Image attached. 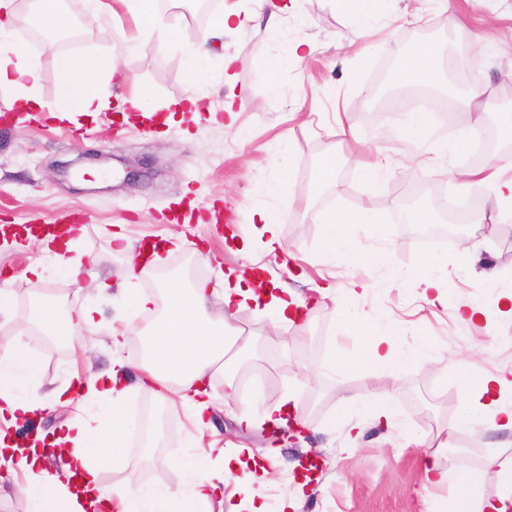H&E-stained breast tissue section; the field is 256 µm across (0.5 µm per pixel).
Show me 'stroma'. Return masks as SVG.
I'll return each mask as SVG.
<instances>
[{
    "mask_svg": "<svg viewBox=\"0 0 512 512\" xmlns=\"http://www.w3.org/2000/svg\"><path fill=\"white\" fill-rule=\"evenodd\" d=\"M89 18L82 37L57 47L25 44L35 62V90L45 103L56 96L55 57L64 53L98 56L114 62L106 89L126 100L151 107L182 109L180 122H142L133 108L104 111L92 119H59L39 112L23 127L11 122V91L0 90V225L45 224L65 213L85 214L92 225L76 240L73 257L82 264L81 284L47 258L38 241L21 236L0 239V281L14 293L11 321H0V354L25 338L40 357L36 387L44 393L64 385L73 364L93 374L111 370L117 357L139 354L149 326L144 314L131 313L124 288L152 294L172 278L185 277L219 289L220 272L235 270L246 281L257 276L280 283L303 296L307 307L300 321L272 325L270 313L242 309L237 324L251 333L254 348L229 376L211 385L217 400L206 416L203 442H216L225 452L250 448L279 451L266 463L265 482L247 489L225 490L213 512H248V498L264 499L269 512H279L282 499H294V512H430L433 503H448L455 488L428 487L422 439L456 420L462 410L449 355L474 362L485 372L512 367V318L466 325L457 310L482 305L481 273H494L512 285V210L498 212L495 223H463L472 249L452 246L442 251L418 244V228L443 211L445 196L473 210L490 197L489 187L463 193L449 169H480L500 164L502 179L512 178V153L495 148L480 158L466 155L436 158L400 131L405 110L384 108L397 89L384 78V65L401 50L432 46L442 58L443 76L435 83L448 95L450 112L432 123L431 141L468 131L476 116L466 103L467 91L491 84L496 96L483 120L484 130L500 134L512 124V0H389L383 15L360 33L337 0H297L293 10L274 25L248 23L242 30L210 40L205 72L190 79L182 44L195 41L199 25L191 0H171L166 15L168 35L144 36L123 0ZM480 43H472V33ZM144 38L141 51L127 52L123 37ZM298 39L315 50L305 60L288 55ZM234 57L232 84L224 82V60ZM233 97L235 117L224 110ZM350 126L357 140L340 135ZM337 151L336 179L325 191L316 188L319 160ZM380 163L379 180H367L362 168ZM289 169L293 200L270 196L268 182ZM172 204L201 209L225 206L220 224H170L164 210ZM380 212L379 224H361L356 236L371 249L386 248L387 265L362 270L331 262L322 246L319 216L326 211ZM276 217L284 253L266 254L258 233L259 213ZM131 246L146 237L163 241L165 250L149 272L132 281L121 273L129 256L117 252L114 233ZM44 267L33 277L31 267ZM421 274L432 271L444 282L447 307L426 306L413 281L394 283L392 270ZM111 277L112 294L97 298L96 280ZM366 284V295L350 298L347 312H374L395 322L406 342L427 337L435 350L430 361L402 370L379 368L370 378L351 372L337 377H310L311 369L333 357L361 354L367 342L359 335H338L342 320L331 299L317 289L332 283L347 288L352 278ZM48 296L64 310L97 299L101 316L123 331L121 347L107 332L80 333L60 341L38 336L31 309ZM248 391L259 408L278 406L288 391L299 398L292 414L302 431L276 428L241 429L224 407L227 382ZM370 393L374 405L400 404L397 421H376L344 411L338 393ZM167 435L144 446L131 433L125 463L108 467L105 483L120 489L129 480L149 485L183 487L181 459L194 428L183 410H166ZM362 432L354 450H346V423ZM493 438L475 433L455 442L438 458L445 469L477 467ZM318 457L322 466L310 472L299 460Z\"/></svg>",
    "mask_w": 512,
    "mask_h": 512,
    "instance_id": "35a3bbf8",
    "label": "stroma"
}]
</instances>
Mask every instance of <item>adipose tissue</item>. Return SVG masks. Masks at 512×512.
Here are the masks:
<instances>
[{
    "instance_id": "1",
    "label": "adipose tissue",
    "mask_w": 512,
    "mask_h": 512,
    "mask_svg": "<svg viewBox=\"0 0 512 512\" xmlns=\"http://www.w3.org/2000/svg\"><path fill=\"white\" fill-rule=\"evenodd\" d=\"M12 0H0V89L11 90V105L21 112L43 110L35 87L34 74L26 53L11 39ZM239 14L224 13L216 17L211 28L203 32L187 49L188 69L198 76L211 38L240 29ZM102 61L62 54L56 58L57 95L51 109L61 118L80 114L94 116L109 104V95L97 77ZM456 177L464 188L490 185L494 188L491 209H477L475 223L490 221L495 211L512 209V179H496L483 169H461ZM379 215L334 212L321 215L322 245L330 257L355 267L370 261H385V252H370L359 245L354 228L359 224L379 223ZM487 301L460 312L461 321L497 313L512 316V290L503 287L496 276L481 279ZM212 292L205 284L184 283L165 289L160 296L139 292L129 295L135 311L153 315L144 353L136 358L118 359L115 369L105 375L85 376L73 372L63 387L40 395L34 392L37 358L26 341H17L6 354L0 355V421L13 424L55 407H105V416L96 420L78 419L57 433L54 445L65 447L64 469L53 473L39 465L38 451L18 447L0 431V482L15 486L30 504L29 512H97L99 507H116L117 512H212V501L229 484L234 463L223 449L198 446L182 461L187 481L184 487L171 490L137 482L121 490L102 481L108 464L124 462L129 454L128 436L135 423L128 415V388L119 387V378L127 369L137 372L136 388L155 389L160 398L175 394L180 405L192 411L196 421H203L210 406L205 380L217 377L234 367L241 354L248 351L252 337L243 334L235 320L247 306L274 311L278 320L289 322L304 308L305 301L289 288L257 290L241 281L224 283L221 316L210 312ZM96 307L87 305L74 312H61L49 298L39 299L32 310V321L40 335L73 336L84 328H100ZM368 335L367 348L360 357L343 359L339 370L369 375L372 367L390 365L403 368L423 364L433 349L427 339L404 346L401 331L381 321L373 312L358 320ZM456 383L462 397L463 411L456 423L444 431L429 450L437 458L456 437L482 431L512 435V370L504 369L493 376L479 375L465 361L453 362ZM495 472L497 488L493 494L480 492L486 472ZM436 484H452L459 495L449 506L450 512H512V464L499 454L484 455L479 468L468 471H441Z\"/></svg>"
}]
</instances>
